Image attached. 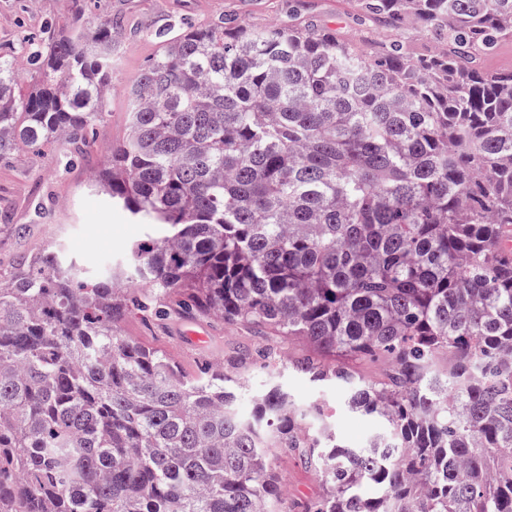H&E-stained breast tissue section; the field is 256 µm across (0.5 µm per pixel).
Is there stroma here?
<instances>
[{
	"label": "stroma",
	"mask_w": 512,
	"mask_h": 512,
	"mask_svg": "<svg viewBox=\"0 0 512 512\" xmlns=\"http://www.w3.org/2000/svg\"><path fill=\"white\" fill-rule=\"evenodd\" d=\"M293 9L307 19L341 17L343 36L353 40L383 36L372 24L358 20L348 0H89L85 19L114 18L123 30L108 113L88 136L85 158L70 159L67 144L59 141L0 162V212L6 215L0 222V275H8L18 257L44 250L102 274L122 263L128 246L146 232V225L130 223L124 212L113 208L96 186L92 170L127 135L125 86L157 53L150 30L227 15L265 27L287 21ZM70 16L68 0H0V56L14 51L23 36L41 35L47 27L64 25ZM120 332L163 353L189 375L208 366H227L242 350H271L275 361L260 359L242 372L246 395L241 412L251 410L252 395L277 384L300 404L323 409L327 425L349 447H364L379 427L374 419L347 414L341 390L289 371V360L309 351L303 339L283 341L241 322L189 316L176 309L160 316L130 315L121 322ZM273 454L285 489L281 512L290 506L301 512L306 501L319 494L320 484L288 452L277 448Z\"/></svg>",
	"instance_id": "35a3bbf8"
}]
</instances>
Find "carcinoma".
<instances>
[{"instance_id": "obj_1", "label": "carcinoma", "mask_w": 512, "mask_h": 512, "mask_svg": "<svg viewBox=\"0 0 512 512\" xmlns=\"http://www.w3.org/2000/svg\"><path fill=\"white\" fill-rule=\"evenodd\" d=\"M351 2L394 37L365 49L295 13L156 30L95 174L150 228L124 264L149 288L53 251L0 279V512H270L274 448L320 483L304 512H512V70L479 66L512 0ZM119 28L77 16L0 56V161L83 153ZM160 303L304 338L288 368L382 435L312 434L278 385L240 414L238 377H187L118 332ZM380 357V381L349 364Z\"/></svg>"}]
</instances>
